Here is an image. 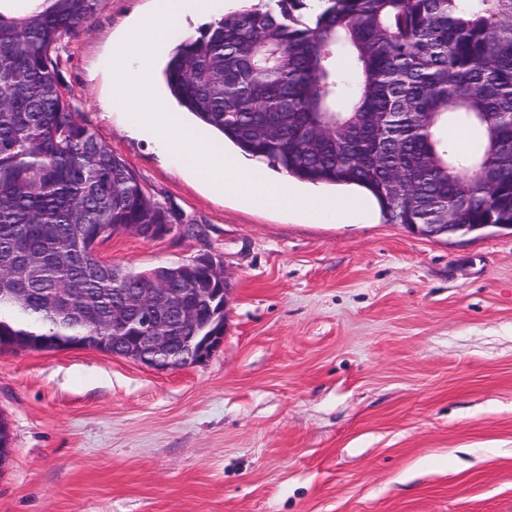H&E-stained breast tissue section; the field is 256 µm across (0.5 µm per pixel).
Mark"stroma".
<instances>
[{
    "mask_svg": "<svg viewBox=\"0 0 512 512\" xmlns=\"http://www.w3.org/2000/svg\"><path fill=\"white\" fill-rule=\"evenodd\" d=\"M151 0H102L59 49L73 108L194 236H113L135 268L203 252L224 344L158 373L86 349L0 347L12 461L0 512H512V229L432 239L366 198L334 217L212 191L126 128L115 37Z\"/></svg>",
    "mask_w": 512,
    "mask_h": 512,
    "instance_id": "1",
    "label": "stroma"
}]
</instances>
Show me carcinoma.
<instances>
[{
    "instance_id": "carcinoma-1",
    "label": "carcinoma",
    "mask_w": 512,
    "mask_h": 512,
    "mask_svg": "<svg viewBox=\"0 0 512 512\" xmlns=\"http://www.w3.org/2000/svg\"><path fill=\"white\" fill-rule=\"evenodd\" d=\"M100 3L0 11V289H30L0 307V344L88 335L48 315L57 288L85 289L112 331L118 294L163 273L99 247L118 224L180 223L62 90L54 53ZM164 78L202 133L294 179L361 187L388 224L512 227V0H266L182 40Z\"/></svg>"
}]
</instances>
